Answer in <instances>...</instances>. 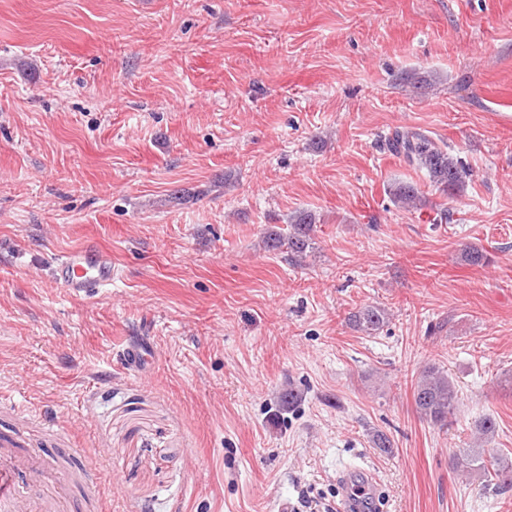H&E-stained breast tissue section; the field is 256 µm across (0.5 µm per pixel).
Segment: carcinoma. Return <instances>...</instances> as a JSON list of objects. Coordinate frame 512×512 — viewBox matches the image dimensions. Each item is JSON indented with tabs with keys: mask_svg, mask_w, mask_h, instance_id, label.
I'll list each match as a JSON object with an SVG mask.
<instances>
[{
	"mask_svg": "<svg viewBox=\"0 0 512 512\" xmlns=\"http://www.w3.org/2000/svg\"><path fill=\"white\" fill-rule=\"evenodd\" d=\"M391 151L411 166L426 171L429 180L437 188L451 195L459 190L466 172L447 151L441 149L425 134L417 131H395L389 138ZM395 204L406 210H418L423 200L412 185H397L390 190ZM314 233L312 219L299 218L288 231V260L303 262ZM461 258L472 265L488 262L483 249L466 245ZM388 321L387 311L375 305H366L352 314L357 330L368 336L376 333ZM414 402L417 412L431 425L447 428L456 420L458 390L448 373L436 366L425 367L414 385ZM449 468L465 476L479 475L496 490L512 489V462L503 457H485L478 448H466L449 460Z\"/></svg>",
	"mask_w": 512,
	"mask_h": 512,
	"instance_id": "1",
	"label": "carcinoma"
}]
</instances>
